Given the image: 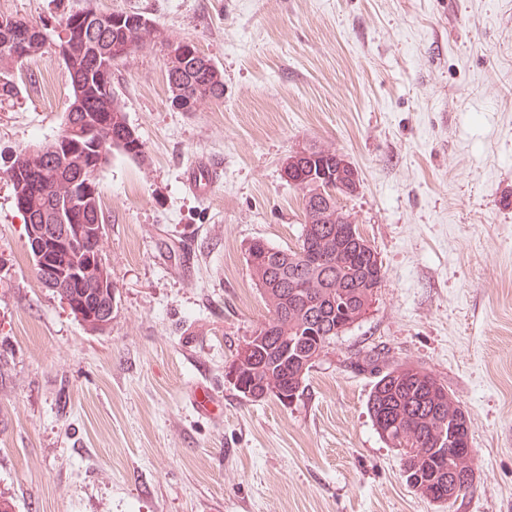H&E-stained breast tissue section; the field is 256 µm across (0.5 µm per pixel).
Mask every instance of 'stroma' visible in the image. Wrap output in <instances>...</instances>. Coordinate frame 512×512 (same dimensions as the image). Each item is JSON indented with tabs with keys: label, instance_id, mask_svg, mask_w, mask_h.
I'll list each match as a JSON object with an SVG mask.
<instances>
[{
	"label": "stroma",
	"instance_id": "35a3bbf8",
	"mask_svg": "<svg viewBox=\"0 0 512 512\" xmlns=\"http://www.w3.org/2000/svg\"><path fill=\"white\" fill-rule=\"evenodd\" d=\"M85 0H0L60 19ZM194 42L224 97L180 112L166 58L135 52L112 93L144 142L97 174L112 322L85 330L37 278L0 177V496L15 512H512V0H94ZM0 105V170L54 139L71 94L53 50ZM306 143L360 176L341 201L385 278L291 404L226 374L268 316L245 247L287 249L301 193L281 166ZM217 160L207 197L186 167ZM431 372L468 413L474 488L416 494L367 411L355 355ZM219 400L215 415L190 401Z\"/></svg>",
	"mask_w": 512,
	"mask_h": 512
}]
</instances>
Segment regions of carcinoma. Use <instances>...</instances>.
<instances>
[{
  "mask_svg": "<svg viewBox=\"0 0 512 512\" xmlns=\"http://www.w3.org/2000/svg\"><path fill=\"white\" fill-rule=\"evenodd\" d=\"M99 10L88 3L72 11L59 24L70 26V64L66 65L72 91L66 110L78 106L70 136L60 140L59 156L51 159L42 147L21 152L25 176L35 181L44 175L49 183L30 194L29 209L37 224H56L59 209L78 201L77 223L101 224L100 196L96 174V147L108 141L112 150L134 160H144V143L127 122L114 96L102 92L112 84V67L149 45H165L168 39L160 28L151 29L137 12H111V22L96 25ZM25 29L0 28V44L28 43L38 35H48L47 23L20 20ZM177 47L193 51L184 61L168 56L167 79L170 91L190 102L196 111L207 100L224 97V79L215 63L194 44ZM44 47L32 48L26 60L16 61L0 52V77L17 66L23 67ZM304 225L293 249H277L260 239L251 241L246 260L255 285L269 302V316L255 332L259 337L237 349V391L264 393L277 400L299 397L313 367L305 359L321 355L336 336L364 317L376 300L384 271L376 249L356 224H338L329 218L320 224L314 208L328 209V200L317 197V188L301 189ZM315 248L318 259L309 258L307 247ZM79 259H96L103 254L102 238L85 237L77 243ZM83 313H94L110 301L107 293L87 283L70 280L57 291ZM370 371L377 372L367 400V408L379 435L390 448L400 450L405 482L422 495L446 503L474 487V450L471 448V421L449 394L448 388L425 370L386 364L385 357L368 351L362 358Z\"/></svg>",
  "mask_w": 512,
  "mask_h": 512,
  "instance_id": "obj_1",
  "label": "carcinoma"
}]
</instances>
